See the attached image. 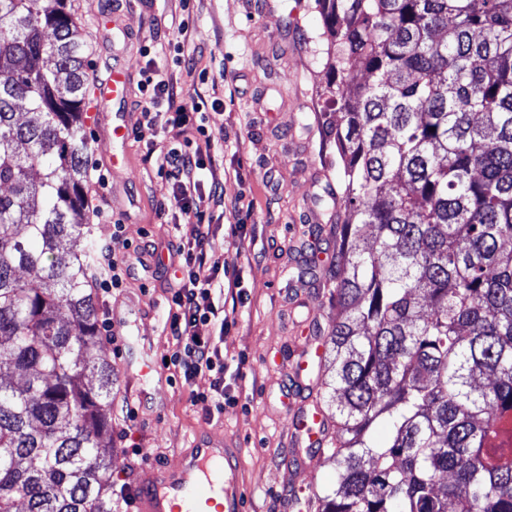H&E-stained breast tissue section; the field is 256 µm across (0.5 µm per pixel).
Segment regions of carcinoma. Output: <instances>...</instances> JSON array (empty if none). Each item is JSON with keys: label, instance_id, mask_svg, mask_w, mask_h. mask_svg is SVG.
<instances>
[{"label": "carcinoma", "instance_id": "carcinoma-1", "mask_svg": "<svg viewBox=\"0 0 512 512\" xmlns=\"http://www.w3.org/2000/svg\"><path fill=\"white\" fill-rule=\"evenodd\" d=\"M317 2L344 212L314 495L512 512V0ZM86 86L68 0H0V512L115 508Z\"/></svg>", "mask_w": 512, "mask_h": 512}]
</instances>
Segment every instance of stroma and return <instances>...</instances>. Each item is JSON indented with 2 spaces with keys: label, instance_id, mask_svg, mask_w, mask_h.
I'll use <instances>...</instances> for the list:
<instances>
[{
  "label": "stroma",
  "instance_id": "obj_1",
  "mask_svg": "<svg viewBox=\"0 0 512 512\" xmlns=\"http://www.w3.org/2000/svg\"><path fill=\"white\" fill-rule=\"evenodd\" d=\"M88 48L89 88L113 66L129 71L123 107L138 125L146 94L141 71L164 66L183 103L204 99L217 116L221 146L205 172L224 187L223 202H209L210 241L240 283L224 296L228 323L219 342L228 359L224 387L232 397L223 414L207 418L191 391L161 364L172 348L165 328L169 264L149 259L150 246L186 242L188 223L160 211L167 181L136 138L112 145L115 105L89 100L85 120L88 166L109 176L110 205L124 226L112 250L131 267L120 294L98 303L99 320L125 334L121 354L104 345L118 371L113 407L140 398L137 420L112 418V499L117 512H134L141 473L176 466L178 449L197 436L236 444L246 512H285L291 490L307 495L336 481V466L318 457L313 470L284 465L290 425L281 413L282 382L293 367L301 332L315 324L327 335L336 311L330 272L336 269V212L320 195L336 188V145L321 132L324 82L323 24L315 0H72ZM118 14L125 37L113 38L100 17ZM124 162L111 168L112 150ZM316 243L315 274L299 276L308 243ZM147 353L150 379L135 376L132 351Z\"/></svg>",
  "mask_w": 512,
  "mask_h": 512
}]
</instances>
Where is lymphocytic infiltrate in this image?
Here are the masks:
<instances>
[{
	"instance_id": "obj_1",
	"label": "lymphocytic infiltrate",
	"mask_w": 512,
	"mask_h": 512,
	"mask_svg": "<svg viewBox=\"0 0 512 512\" xmlns=\"http://www.w3.org/2000/svg\"><path fill=\"white\" fill-rule=\"evenodd\" d=\"M141 85L147 100L135 130L138 141L154 146L161 129L169 124L195 128L204 141L203 148L171 147L157 158L158 169L171 186L167 210L194 223L191 238L176 249L178 278L168 300L165 326L174 340L170 366L191 387L195 402L203 404L206 414L220 413L227 398V364L215 336L224 328V289L238 287L239 282L228 278L223 257L209 247L210 227L203 208L206 192L200 173L206 168V151L214 147L215 135L205 102L179 103V93L165 70L148 65Z\"/></svg>"
}]
</instances>
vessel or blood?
<instances>
[{
    "mask_svg": "<svg viewBox=\"0 0 512 512\" xmlns=\"http://www.w3.org/2000/svg\"><path fill=\"white\" fill-rule=\"evenodd\" d=\"M129 75L113 68L95 96L103 101H121L127 96ZM284 411L293 426L290 438L298 453L292 463L307 468L301 451L324 444L322 416L309 408L304 397L306 385L294 375ZM137 512H245V491L239 479L238 454L224 441L196 439L193 447L181 453L177 468L148 469L137 490Z\"/></svg>",
    "mask_w": 512,
    "mask_h": 512,
    "instance_id": "1",
    "label": "vessel or blood"
}]
</instances>
